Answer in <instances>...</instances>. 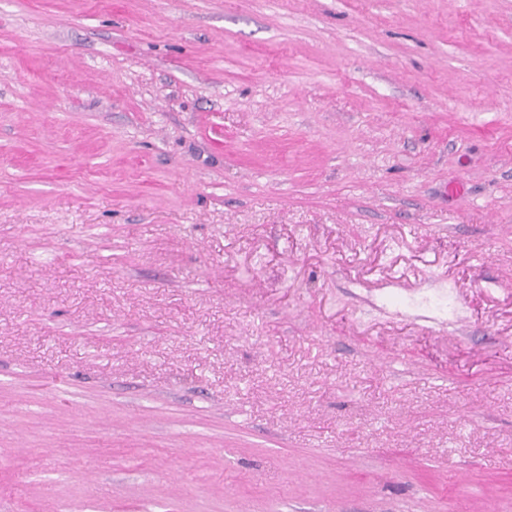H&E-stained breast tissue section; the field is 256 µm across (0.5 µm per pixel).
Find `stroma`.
<instances>
[{"mask_svg":"<svg viewBox=\"0 0 512 512\" xmlns=\"http://www.w3.org/2000/svg\"><path fill=\"white\" fill-rule=\"evenodd\" d=\"M0 512H512V0H0Z\"/></svg>","mask_w":512,"mask_h":512,"instance_id":"obj_1","label":"stroma"}]
</instances>
